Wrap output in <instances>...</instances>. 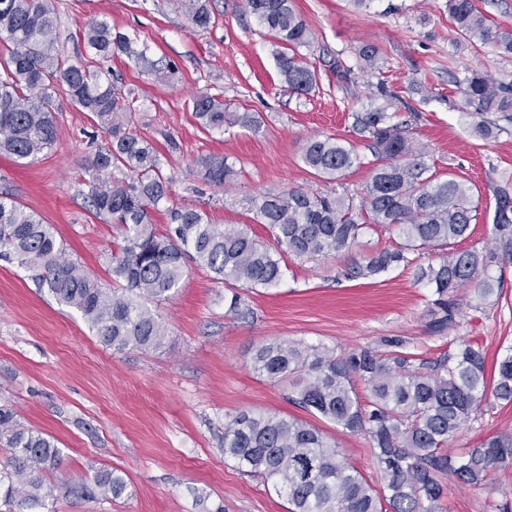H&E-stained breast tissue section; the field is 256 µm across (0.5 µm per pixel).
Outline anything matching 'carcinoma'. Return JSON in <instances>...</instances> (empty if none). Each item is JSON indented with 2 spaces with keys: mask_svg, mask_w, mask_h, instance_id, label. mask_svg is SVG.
Wrapping results in <instances>:
<instances>
[{
  "mask_svg": "<svg viewBox=\"0 0 512 512\" xmlns=\"http://www.w3.org/2000/svg\"><path fill=\"white\" fill-rule=\"evenodd\" d=\"M244 3L285 49L279 69L288 89L300 95L315 89L316 72L298 56L314 36L292 0ZM181 7L193 27L212 23L209 0H182ZM447 7L461 37L512 53V30L493 24L475 0H447ZM57 13L56 0H0V46L8 53L0 58V152L32 160L52 150L61 93L92 114L109 142L95 157L88 198L124 232L123 245L110 260L112 280L122 291L102 288L66 256L51 225L7 196H0V257L17 260L40 289L80 313L103 346L114 352L163 348L166 329L141 300L159 301L177 289L188 261L231 289L229 310L240 312L238 284L276 286L288 256L337 255L379 228L398 230L404 243L352 265L348 278L377 276L409 262L410 253L448 252L438 264L420 269V280L430 288L431 334L445 337L458 326L459 289H474L480 302L499 294L500 280L490 271L512 261V190L502 187L494 194L495 247L454 249L477 216L472 187L454 178L437 180L409 124L391 121L380 109L353 114L354 127L375 157L359 198L296 189L252 196L249 211L267 226V242L245 225L212 224L196 207L171 212V224L158 232L153 213L167 199L171 179L162 173L153 144L130 131L132 101L114 86L109 71L96 65V59L119 53L137 61L144 54L128 38L112 35L106 21L92 20L84 33L92 60L70 64L56 48ZM458 89L462 110L475 118L479 135L496 137L512 127V84L473 71ZM192 106L206 129L256 125L249 113L230 112L223 100L206 93L197 94ZM301 158L313 174L329 179L360 162L353 144L329 136L307 139ZM202 168L204 178L217 185L239 176L226 157H210ZM114 169H125L132 178L116 183ZM253 368L271 382L288 384V401L303 411L367 436L380 474L379 485L370 483L321 429L305 421L245 411L228 417L224 457L272 485L288 499L290 512H445L446 477L485 489L492 476L512 468V437L491 436L460 453L448 451V441L484 406L512 404V346L491 377L478 345L454 340L437 357L424 358L410 350L404 336H385L378 349L339 352L297 340L263 341ZM356 380L369 391L364 400L355 391ZM0 444L10 450L7 466L0 465V490L8 502L21 498L27 512H43L61 490L92 499L127 492V481L115 469H97L92 487L45 483L43 474L59 465L60 450L43 433L22 427L7 405L0 406Z\"/></svg>",
  "mask_w": 512,
  "mask_h": 512,
  "instance_id": "carcinoma-1",
  "label": "carcinoma"
}]
</instances>
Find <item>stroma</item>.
<instances>
[{
    "label": "stroma",
    "mask_w": 512,
    "mask_h": 512,
    "mask_svg": "<svg viewBox=\"0 0 512 512\" xmlns=\"http://www.w3.org/2000/svg\"><path fill=\"white\" fill-rule=\"evenodd\" d=\"M315 40L299 54L319 75L315 91L290 92L278 65L281 45L244 11L242 0H210L212 25L192 28L177 0H58L56 47L63 58L89 57L85 25L107 21L143 50L137 63L118 54L108 61L112 79L130 92L135 132L153 143L170 194L153 216L158 230L169 210L201 207L211 223H254L246 197L291 188L313 193L359 194L369 181L372 155L353 129V113L385 107L412 125L439 179L454 178L479 192L478 216L461 250L491 242L494 191L512 183V132L485 140L460 109L458 82L471 71L512 84V55L476 45L456 34L446 0H293ZM378 50L375 69L360 67L359 50ZM173 65L167 80L157 68ZM350 68L348 79L337 66ZM206 92L229 111L249 112L257 127H200L192 98ZM57 141L34 160L0 155V195L51 224L67 257L112 287L109 257L122 231L97 214L86 194L93 162L106 133L67 97L57 101ZM314 135L352 143L361 158L334 180L313 175L301 160ZM228 157L240 172L231 185L204 178L201 162ZM395 231L361 237L338 256L288 258L272 288H245L250 308L229 311L225 288L203 267L190 265L178 289L151 301L167 329L165 349L113 352L102 346L79 313L39 290L28 271L0 257V402L26 427L54 439L61 451L59 476L90 482L95 468L121 472L128 492L117 500L61 496L50 512H288L286 498L260 479L243 474L224 457L219 441L225 420L251 411L298 418L322 429L347 462L367 479L377 466L364 435L350 433L288 401V387L252 369L257 345L287 339L338 349L376 346L381 337L403 336L415 351L434 357L446 341L427 329L419 265L439 263L429 251L419 260L372 279H348L351 264L384 248H396ZM463 308L454 337L482 346L495 364L512 345V264L503 270L498 299L477 305L472 289L458 293ZM512 436V404H497L460 430L450 450L481 439Z\"/></svg>",
    "instance_id": "obj_1"
}]
</instances>
